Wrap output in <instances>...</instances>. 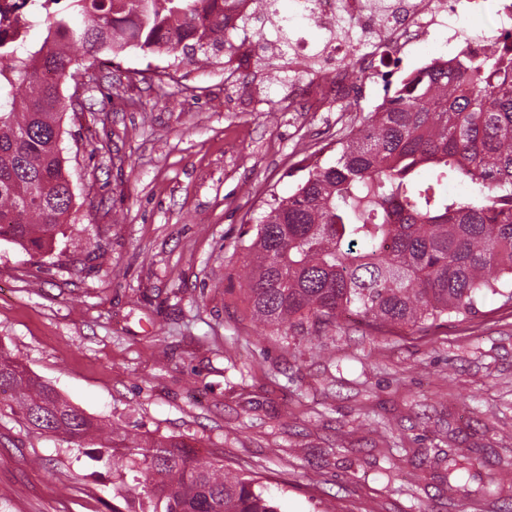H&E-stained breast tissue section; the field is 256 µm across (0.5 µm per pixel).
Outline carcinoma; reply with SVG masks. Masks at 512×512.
I'll return each mask as SVG.
<instances>
[{"mask_svg": "<svg viewBox=\"0 0 512 512\" xmlns=\"http://www.w3.org/2000/svg\"><path fill=\"white\" fill-rule=\"evenodd\" d=\"M224 2L71 0L40 45L0 56V237L49 254L67 223L61 140L75 105L64 84L80 66L70 47L91 65L129 49L231 60ZM338 144L334 162L311 167L256 225L244 267L257 326L318 335L353 310L378 327L425 330L471 318L490 296L512 305V43L405 76L388 107ZM0 394L29 425L78 446L104 431L2 350ZM107 441L96 458L134 473L133 512H277L256 479L183 439L144 446L113 426Z\"/></svg>", "mask_w": 512, "mask_h": 512, "instance_id": "1", "label": "carcinoma"}]
</instances>
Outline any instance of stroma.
I'll list each match as a JSON object with an SVG mask.
<instances>
[{"instance_id":"35a3bbf8","label":"stroma","mask_w":512,"mask_h":512,"mask_svg":"<svg viewBox=\"0 0 512 512\" xmlns=\"http://www.w3.org/2000/svg\"><path fill=\"white\" fill-rule=\"evenodd\" d=\"M233 40L228 69L131 49L67 81L73 208L52 256L0 240V347L86 415L260 477L278 512H503L478 477L512 461V308L426 331L345 314L317 339L254 325L253 225L385 86L288 112L287 63ZM465 456L477 474L449 489ZM116 479L0 397V512H112Z\"/></svg>"}]
</instances>
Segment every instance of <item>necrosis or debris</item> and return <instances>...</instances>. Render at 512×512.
Returning <instances> with one entry per match:
<instances>
[{"mask_svg": "<svg viewBox=\"0 0 512 512\" xmlns=\"http://www.w3.org/2000/svg\"><path fill=\"white\" fill-rule=\"evenodd\" d=\"M68 0H0V51L26 41L37 24L63 13ZM485 0H295L294 17L304 28L332 22L336 31L315 52L310 81L288 89L291 112H316L325 102L349 101L356 81L377 76L431 34L446 45L419 66H452L458 52L480 50L512 35V0H502L494 28L471 36L465 18L482 12Z\"/></svg>", "mask_w": 512, "mask_h": 512, "instance_id": "obj_1", "label": "necrosis or debris"}]
</instances>
